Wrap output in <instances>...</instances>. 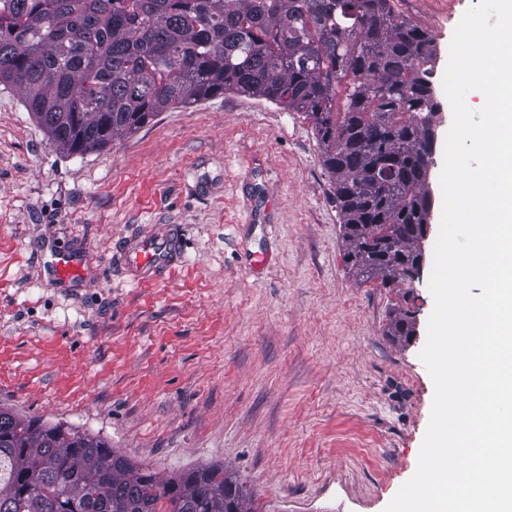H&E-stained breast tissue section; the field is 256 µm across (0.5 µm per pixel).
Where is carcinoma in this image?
I'll list each match as a JSON object with an SVG mask.
<instances>
[{"mask_svg": "<svg viewBox=\"0 0 512 512\" xmlns=\"http://www.w3.org/2000/svg\"><path fill=\"white\" fill-rule=\"evenodd\" d=\"M436 45L393 0H4L0 83L85 153L228 92L302 112L335 187L351 268L412 286L433 164ZM344 109H335L338 88ZM410 316L387 335H407ZM0 512H254L222 466L162 478L103 437L0 408Z\"/></svg>", "mask_w": 512, "mask_h": 512, "instance_id": "1", "label": "carcinoma"}]
</instances>
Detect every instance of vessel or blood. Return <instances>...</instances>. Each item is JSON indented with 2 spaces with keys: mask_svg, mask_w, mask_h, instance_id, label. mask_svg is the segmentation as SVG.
<instances>
[{
  "mask_svg": "<svg viewBox=\"0 0 512 512\" xmlns=\"http://www.w3.org/2000/svg\"><path fill=\"white\" fill-rule=\"evenodd\" d=\"M184 248L178 228L155 224L141 236L123 242L117 260L125 276L133 282L157 281L181 265ZM81 257L56 253L50 267L59 277H69L81 268Z\"/></svg>",
  "mask_w": 512,
  "mask_h": 512,
  "instance_id": "b4317fda",
  "label": "vessel or blood"
}]
</instances>
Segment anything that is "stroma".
<instances>
[{
  "label": "stroma",
  "mask_w": 512,
  "mask_h": 512,
  "mask_svg": "<svg viewBox=\"0 0 512 512\" xmlns=\"http://www.w3.org/2000/svg\"><path fill=\"white\" fill-rule=\"evenodd\" d=\"M478 2L393 3L437 50L431 229L410 288L351 271L304 113L226 93L80 155L0 85V408L100 435L164 477L223 466L258 512H385L431 415L419 354L452 123L442 82ZM152 224L180 228L185 259L129 282L115 248ZM59 249L84 260L65 281L47 270ZM399 312L411 339L386 334Z\"/></svg>",
  "instance_id": "35a3bbf8"
}]
</instances>
